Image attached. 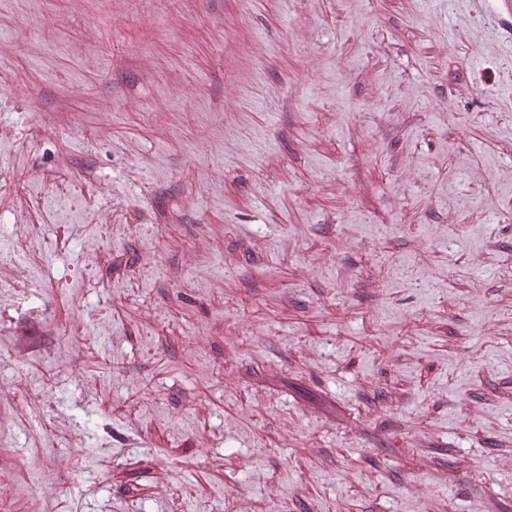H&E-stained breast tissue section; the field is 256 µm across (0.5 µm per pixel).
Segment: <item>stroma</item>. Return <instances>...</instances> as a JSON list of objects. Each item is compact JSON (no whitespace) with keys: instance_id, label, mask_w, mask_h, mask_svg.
Instances as JSON below:
<instances>
[{"instance_id":"35a3bbf8","label":"stroma","mask_w":512,"mask_h":512,"mask_svg":"<svg viewBox=\"0 0 512 512\" xmlns=\"http://www.w3.org/2000/svg\"><path fill=\"white\" fill-rule=\"evenodd\" d=\"M487 25L0 0V512H512Z\"/></svg>"}]
</instances>
